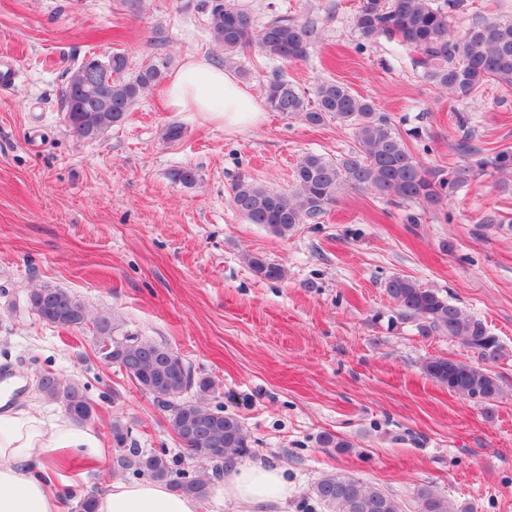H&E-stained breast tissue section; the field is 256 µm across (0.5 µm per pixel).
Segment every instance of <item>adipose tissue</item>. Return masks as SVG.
Segmentation results:
<instances>
[{
  "instance_id": "ef3b65f1",
  "label": "adipose tissue",
  "mask_w": 512,
  "mask_h": 512,
  "mask_svg": "<svg viewBox=\"0 0 512 512\" xmlns=\"http://www.w3.org/2000/svg\"><path fill=\"white\" fill-rule=\"evenodd\" d=\"M166 103L175 112L206 113L228 131L263 120L262 98L203 56H186L167 86ZM59 453L96 460L100 442L89 426L64 413L48 417L33 406L1 412L0 512H64L62 475L51 463ZM218 492L241 512H273L285 507L290 486L284 469L258 461L233 467ZM96 512H199V504L160 482L116 480L97 499Z\"/></svg>"
}]
</instances>
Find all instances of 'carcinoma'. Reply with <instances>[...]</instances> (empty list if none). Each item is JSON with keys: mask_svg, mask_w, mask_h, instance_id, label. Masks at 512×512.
<instances>
[{"mask_svg": "<svg viewBox=\"0 0 512 512\" xmlns=\"http://www.w3.org/2000/svg\"><path fill=\"white\" fill-rule=\"evenodd\" d=\"M209 28L213 41L224 50V65L251 49L283 62L307 58L319 38L317 23L299 17L277 16L261 28L228 0H209ZM464 0H360L353 17L362 41L380 39L395 43L412 68L456 101L474 99L489 82L512 89V20L479 22L464 35L450 30L451 14ZM128 61L115 53L105 58L93 54L74 70L61 89L62 109L69 132L78 139H96L122 124L139 102L159 83L167 61L159 59L126 76ZM266 105L291 119L309 125L335 120L351 128L354 147L339 159L307 153L299 160L295 189L283 193L246 179H238L230 199L239 214L251 224H260L278 237H286L298 224L313 221L334 207L346 188L365 190L394 204L421 202L437 206L467 184L480 171H512V150L482 155V150L464 138L457 149L475 162L456 167L427 168L416 160L389 115L376 103L354 94L335 80H321L312 93L301 92L280 71L263 80ZM255 275L268 281L284 278V268L263 255H250ZM402 319L419 321L422 333H442L458 339L484 361H495L503 350L485 324L450 303L440 291L425 288L404 276L390 277L384 284ZM28 305L44 322L66 330L93 323L95 353L108 364L124 370L139 388L154 396L167 412L178 436L192 434L191 456L217 473L250 454V440L241 419L222 410H211L201 400L214 392L213 383L195 375L192 367L162 343L138 339L122 331L111 318L91 319L86 307L62 288L42 287L28 292ZM436 383L465 399L485 403L501 392L498 376L490 369L447 358H432L423 367ZM195 389L199 400L183 395ZM38 390L62 405H93L87 385L76 379L62 380L51 371L38 376ZM116 456L113 469L132 470L163 482L184 496L205 499L212 489L206 469L188 473L166 453L146 452L128 444V431L111 427ZM323 448L348 453L353 443L331 433L319 437ZM317 503L329 512H404L401 504L380 488L358 478L326 473L312 486ZM415 512H464L465 507L437 493L429 484L414 492Z\"/></svg>", "mask_w": 512, "mask_h": 512, "instance_id": "carcinoma-1", "label": "carcinoma"}]
</instances>
